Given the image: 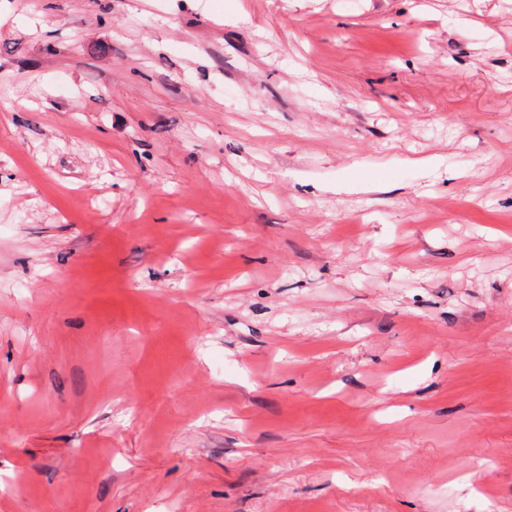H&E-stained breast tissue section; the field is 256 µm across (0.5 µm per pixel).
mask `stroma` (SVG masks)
I'll return each mask as SVG.
<instances>
[{
  "label": "stroma",
  "mask_w": 512,
  "mask_h": 512,
  "mask_svg": "<svg viewBox=\"0 0 512 512\" xmlns=\"http://www.w3.org/2000/svg\"><path fill=\"white\" fill-rule=\"evenodd\" d=\"M512 512V0H0V512Z\"/></svg>",
  "instance_id": "stroma-1"
}]
</instances>
